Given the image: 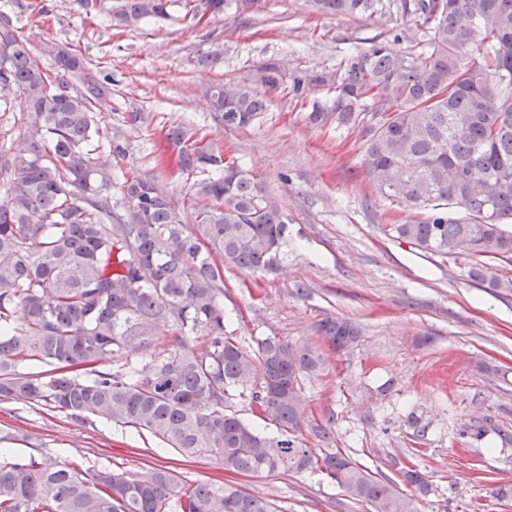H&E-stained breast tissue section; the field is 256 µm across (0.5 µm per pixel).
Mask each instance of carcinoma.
I'll return each instance as SVG.
<instances>
[{
	"instance_id": "1",
	"label": "carcinoma",
	"mask_w": 512,
	"mask_h": 512,
	"mask_svg": "<svg viewBox=\"0 0 512 512\" xmlns=\"http://www.w3.org/2000/svg\"><path fill=\"white\" fill-rule=\"evenodd\" d=\"M167 0H121L107 17L132 27L166 12ZM326 15L373 9L372 0H308ZM422 20L418 53L383 42L344 57L336 72L297 73L292 83L269 60L246 80L208 89L214 119L247 127L269 94L329 87L312 103L313 125L367 117L364 161L377 193L412 216L384 234L431 254L471 259L485 288H512L485 258L512 255V0H402ZM484 47L479 59L470 51ZM54 60L56 76L41 57ZM112 98L77 54L48 43L30 48L0 12V106L19 103L18 128L0 204V402L39 405L75 422L93 417L148 434L187 458L211 457L232 473L319 471L372 512H415L389 479L337 449L314 453L302 439L300 396L288 383L325 370L316 347L266 337L246 347L224 333V269L273 270L288 217L257 176L224 146L206 151L182 127L167 139L191 184L183 223L154 175L112 169L124 151L101 141L99 110ZM121 198L112 200V188ZM21 321H16V313ZM174 347L140 366L112 362L153 346ZM330 348H353L361 326L325 317ZM247 397L276 433L232 411ZM0 512H274L229 483L181 486L175 471L138 477L63 463L41 452L0 456Z\"/></svg>"
}]
</instances>
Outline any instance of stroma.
<instances>
[{
	"label": "stroma",
	"instance_id": "1",
	"mask_svg": "<svg viewBox=\"0 0 512 512\" xmlns=\"http://www.w3.org/2000/svg\"><path fill=\"white\" fill-rule=\"evenodd\" d=\"M374 13L325 16L307 0H264L253 10L198 16L199 0H169L167 14L117 27L79 0H0L34 51L53 42L85 59L112 87L100 127L126 148L118 169L157 175L176 201L191 195L177 175L178 150L165 134L182 126L224 145L264 181L288 215V234L271 272H224L225 332L245 346L268 336L322 346L327 316L360 324L358 345L328 352L327 369L301 385L306 446L341 449L394 482L416 512H512V292L481 287L464 256L426 254L384 236L393 212L364 174L359 126L307 119L315 100L284 90L253 125L219 126L206 89L244 79L280 60L289 71L335 70L372 42L416 49L415 16L400 0ZM209 65H201L202 56ZM330 423V438L313 434ZM490 423L478 441L474 425ZM8 455L39 449L67 462L135 475L175 470L181 484L234 483L268 499L275 512H371L321 473L235 474L212 458L185 459L128 427L77 423L34 405L0 402ZM415 466L420 493L402 470Z\"/></svg>",
	"mask_w": 512,
	"mask_h": 512
}]
</instances>
